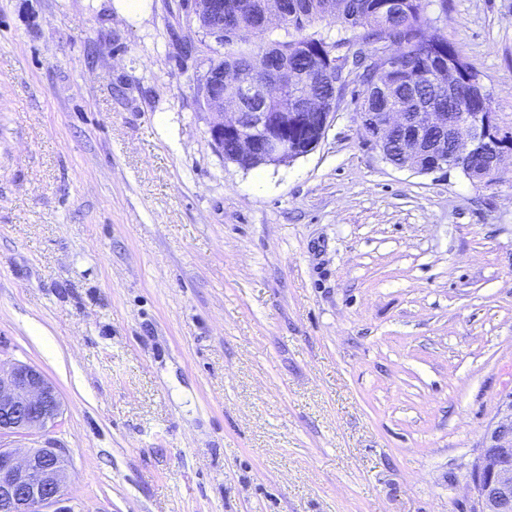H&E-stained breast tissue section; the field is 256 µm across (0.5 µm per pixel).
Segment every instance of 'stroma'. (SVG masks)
<instances>
[{"mask_svg":"<svg viewBox=\"0 0 512 512\" xmlns=\"http://www.w3.org/2000/svg\"><path fill=\"white\" fill-rule=\"evenodd\" d=\"M512 125V0H434ZM181 0H0V363L38 368L71 512H471L512 394V160L386 162L350 78L246 171Z\"/></svg>","mask_w":512,"mask_h":512,"instance_id":"stroma-1","label":"stroma"}]
</instances>
